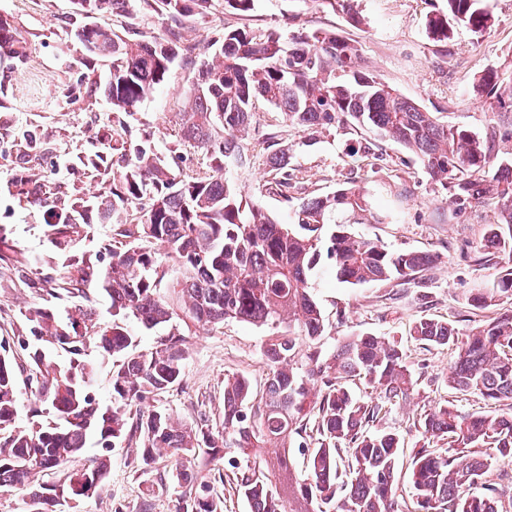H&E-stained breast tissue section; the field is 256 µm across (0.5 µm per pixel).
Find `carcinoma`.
I'll list each match as a JSON object with an SVG mask.
<instances>
[{"label": "carcinoma", "mask_w": 512, "mask_h": 512, "mask_svg": "<svg viewBox=\"0 0 512 512\" xmlns=\"http://www.w3.org/2000/svg\"><path fill=\"white\" fill-rule=\"evenodd\" d=\"M130 0H75L79 11L107 18L126 10ZM174 20L203 15L212 0H159ZM448 9L428 20L437 42L450 37V24L478 36L488 33L492 14L483 0H447ZM352 25L362 23L354 0H328ZM77 37L86 51L112 61L105 95L112 109L132 115L160 85L179 57L196 46L175 33L129 39L105 22L81 26ZM29 62L27 43L9 19L0 16V58ZM279 112L290 128L307 134L301 141L275 133L265 138L268 186L280 193L302 180L291 160L297 148L349 123L372 129L424 165L429 176L450 186L459 204L474 201L490 208L484 250L499 254L492 281L473 289L467 303L478 310L499 307L496 316L459 338L455 326L424 316L409 335L422 345L452 352L448 390L473 395L495 411L461 414L447 400L421 418L422 436L448 444L412 449L407 478L417 512H500L497 489L475 491L493 468L512 463V151L494 161L491 148L472 130L438 123L432 113L402 95L357 62V47L328 30L254 33L224 30L216 61L201 65L197 80L178 113L175 146L204 155L195 173L175 169L150 145L107 133L100 149L76 156L73 170L102 176L103 193L94 199L61 200L52 188L36 184L26 164L41 152L31 139L18 145L11 177L17 199L42 210L53 251L44 260L61 263L65 284L95 281L112 301V324L92 326V308L71 309L66 319L49 306L27 309L40 345L32 349L31 386L37 420L10 433L0 444V489L26 490L23 512H68L85 498L79 488L89 478L106 490L112 442L138 436L145 465L165 449L182 461L160 485L178 491L176 512H220L223 498L192 465L199 453L217 462L229 450L230 487L251 512H397L398 478L405 438L374 427L388 404L407 401L415 380L400 342L365 332L344 339L324 355L314 347L328 329L312 294L320 261H329L336 281L348 287L376 282H410L437 260L430 252L393 251L377 239L356 236L351 224H381L365 187L342 185L326 195L300 199L294 227H285L244 187L224 178L229 164H251L249 137L256 103ZM38 185L32 191V185ZM148 198L145 208L138 201ZM112 225V260L78 251L74 237L89 210ZM163 247L159 253L155 246ZM171 260L182 276L168 280ZM135 321L150 330L169 327L148 349L138 348L128 329ZM212 327L237 320L265 328L267 377L262 395L244 376L224 379V422L220 431L187 427L165 409L141 410L147 400L180 384L188 347L178 322ZM112 357V405L97 402L99 364L84 355L88 345ZM73 355L62 365L53 351ZM359 380L380 401L356 397L348 383ZM17 381L0 356V431L13 427ZM136 423L128 426L131 415ZM95 437L102 453L91 464H69ZM306 456L299 474L293 449ZM57 470L62 477L45 484L37 475Z\"/></svg>", "instance_id": "obj_1"}]
</instances>
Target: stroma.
Here are the masks:
<instances>
[{
    "instance_id": "stroma-1",
    "label": "stroma",
    "mask_w": 512,
    "mask_h": 512,
    "mask_svg": "<svg viewBox=\"0 0 512 512\" xmlns=\"http://www.w3.org/2000/svg\"><path fill=\"white\" fill-rule=\"evenodd\" d=\"M486 3L495 18L489 34L480 38L458 26L450 40L437 43L429 37L426 23L429 15L445 10L446 0H357L365 19L359 27L321 0H255L253 9L244 14L225 9L224 0H213L207 14L177 24L155 2L131 0L127 13L108 20L116 33L133 39L171 29L183 43L195 45L196 56L176 61L164 82L130 117L113 112L103 94L108 62L89 55L75 36L85 18L74 0H0V15L16 27L30 53L23 67L0 59V82L8 88L6 101L0 102V345L15 368L17 428L30 425L34 404L28 351L36 340L23 312L41 301L34 282L47 275L56 279L63 275L62 269L43 264L52 246L44 234L41 211L21 206L13 195L10 178L16 167V145L23 135H35L46 144V152L31 160V171L59 186L66 200L98 194V181L74 173L71 163L77 154L98 147L109 131L151 144L175 168L202 169L205 158L200 152L174 147L176 114L201 64L213 58L225 29L331 30L357 46L361 64L370 73L418 102L440 123L474 130L498 153L512 145V108L491 110L473 86L486 70L493 69L500 91L512 89V0ZM253 126L251 166H228L224 176L244 186L279 223L291 224L297 191L289 189L284 196L267 192L262 157L265 134L283 129L282 118L261 103ZM363 140L374 142L376 148L369 156H355L353 150ZM293 163L303 172L307 194L324 195L347 183L368 189L374 209L385 221L351 225L354 234L379 239L393 250L440 256L421 287L390 282L348 288L337 282L327 263H320L312 293L330 327L317 340V347L327 353L346 336L362 332L403 345L416 393L410 401L389 406L380 425L403 433L406 448L422 445L420 419L438 403L452 401L463 413L484 410L477 397L449 391L448 348L422 346L408 331L416 320L430 316L451 321L464 336L496 315V308L475 310L466 303L470 291L491 280L498 270L497 257L482 248L493 212L474 204L458 205L410 153L366 128L351 125L322 134L314 144L301 147ZM184 334L189 347L184 380L150 404L168 410L187 426L203 420L210 429L220 430L225 376L248 378L258 393L264 388L267 332L228 320L208 329L192 324ZM111 455L106 491L80 500L74 512H174L175 491L158 493L144 480L138 441H117Z\"/></svg>"
}]
</instances>
